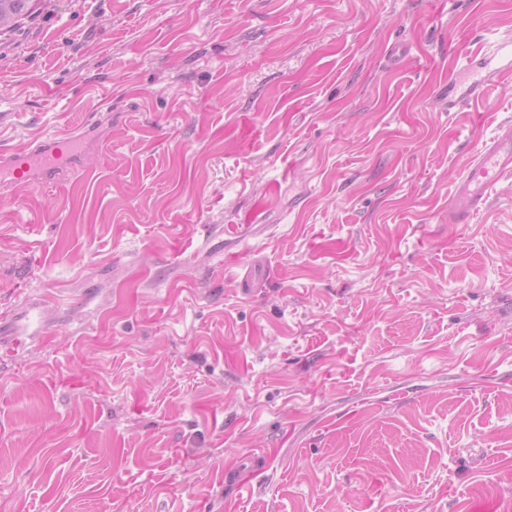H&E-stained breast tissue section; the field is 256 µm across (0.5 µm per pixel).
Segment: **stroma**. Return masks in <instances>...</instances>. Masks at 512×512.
I'll use <instances>...</instances> for the list:
<instances>
[{
  "label": "stroma",
  "mask_w": 512,
  "mask_h": 512,
  "mask_svg": "<svg viewBox=\"0 0 512 512\" xmlns=\"http://www.w3.org/2000/svg\"><path fill=\"white\" fill-rule=\"evenodd\" d=\"M512 0H53L0 50V512L512 504V175L467 223L462 42ZM40 333L23 335L26 302ZM93 131L74 135L59 133L40 140H33L20 148L1 152L0 175L17 193L28 192L37 182L55 181L60 175L61 165L69 158L75 161L81 152V141H91Z\"/></svg>",
  "instance_id": "obj_1"
}]
</instances>
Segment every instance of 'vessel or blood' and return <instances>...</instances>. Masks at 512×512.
Masks as SVG:
<instances>
[{
    "label": "vessel or blood",
    "instance_id": "1",
    "mask_svg": "<svg viewBox=\"0 0 512 512\" xmlns=\"http://www.w3.org/2000/svg\"><path fill=\"white\" fill-rule=\"evenodd\" d=\"M497 55L505 61L504 66L491 68L488 57L472 53L468 66L483 71L481 80L468 85L461 105L478 104L488 89L506 73L512 72L507 59H512V43L501 44ZM93 132L77 135L59 133L40 140H33L20 148L0 154V179L6 180L18 193H24L37 183L55 181L62 165L80 155L81 141L92 140ZM512 174V126L486 143L483 150L473 155L461 176L452 197L448 214L451 222L466 223L468 218L485 208L492 186L503 176Z\"/></svg>",
    "mask_w": 512,
    "mask_h": 512
}]
</instances>
